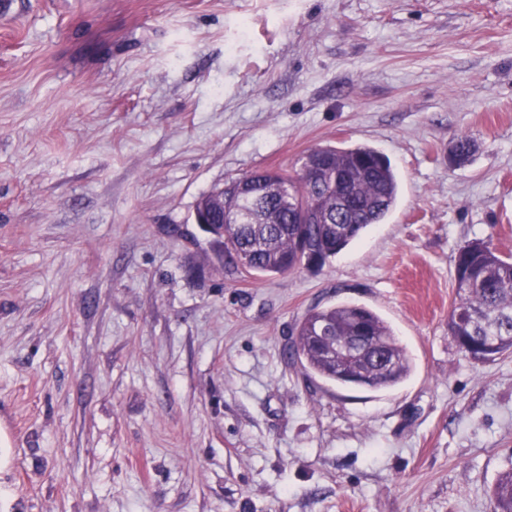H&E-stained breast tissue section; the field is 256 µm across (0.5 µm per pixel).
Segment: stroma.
Returning <instances> with one entry per match:
<instances>
[{
	"instance_id": "obj_1",
	"label": "stroma",
	"mask_w": 512,
	"mask_h": 512,
	"mask_svg": "<svg viewBox=\"0 0 512 512\" xmlns=\"http://www.w3.org/2000/svg\"><path fill=\"white\" fill-rule=\"evenodd\" d=\"M10 2L0 512H491L512 354L472 360L448 314L460 247L512 253V0ZM361 144L399 198L322 267L227 272L192 222L230 180ZM335 304L391 326L401 383L287 356Z\"/></svg>"
}]
</instances>
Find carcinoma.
Returning a JSON list of instances; mask_svg holds the SVG:
<instances>
[{"label": "carcinoma", "mask_w": 512, "mask_h": 512, "mask_svg": "<svg viewBox=\"0 0 512 512\" xmlns=\"http://www.w3.org/2000/svg\"><path fill=\"white\" fill-rule=\"evenodd\" d=\"M306 157L317 167L285 173L261 170L249 175L248 193L239 180L215 191L238 224L224 225V267L253 277L303 268L296 241L327 261L352 244L372 224L381 223L396 203L398 181L389 160L369 146H319ZM457 301L448 333L471 358L487 345L498 356L512 351V260L483 241L458 249ZM295 355L319 377L342 386L390 388L410 372L405 348L390 326L372 310L339 304L310 310L295 329ZM492 512H512V470L491 489Z\"/></svg>", "instance_id": "1"}]
</instances>
